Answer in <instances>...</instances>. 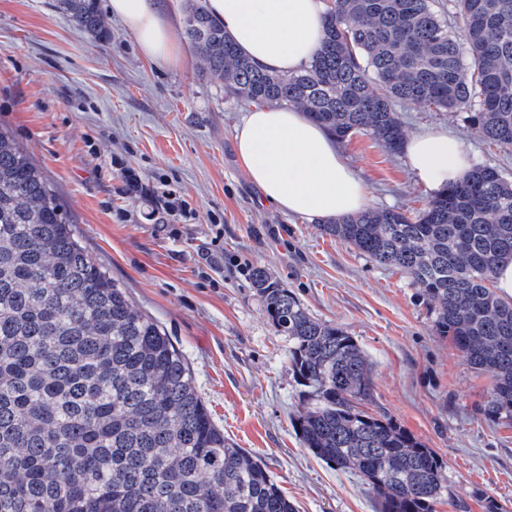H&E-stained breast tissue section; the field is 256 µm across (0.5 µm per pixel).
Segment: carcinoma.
Returning <instances> with one entry per match:
<instances>
[{"mask_svg":"<svg viewBox=\"0 0 512 512\" xmlns=\"http://www.w3.org/2000/svg\"><path fill=\"white\" fill-rule=\"evenodd\" d=\"M56 8L105 30L95 0ZM184 34L227 98L300 109L341 143L364 135L400 152L399 103L464 112L479 138L512 149V0H329L318 52L290 74L254 65L202 4L187 7ZM321 230L419 284L436 335L491 375L484 414L512 421V301L495 292L512 260V177L474 164L423 210L366 209ZM252 282L288 338L302 446L355 474L376 512H434L444 463L376 404L357 340L265 269ZM0 512H296L260 457L224 438L183 354L1 128Z\"/></svg>","mask_w":512,"mask_h":512,"instance_id":"obj_1","label":"carcinoma"}]
</instances>
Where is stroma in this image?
<instances>
[{
	"label": "stroma",
	"mask_w": 512,
	"mask_h": 512,
	"mask_svg": "<svg viewBox=\"0 0 512 512\" xmlns=\"http://www.w3.org/2000/svg\"><path fill=\"white\" fill-rule=\"evenodd\" d=\"M56 0H0V128L45 173L79 239L134 306L156 319L188 361L224 435L258 455L298 512H375L360 479L303 448L288 341L234 260L266 269L310 312L344 328L368 356L379 406L443 460L450 493L436 512H483L481 495L512 512V422L487 418L492 387L436 336L421 287L274 210L240 165L235 129L247 105L201 75L186 39L180 58H146L117 18L96 38L72 27ZM406 136L451 130L471 162L512 172V152L480 140L463 115L397 106ZM340 149L372 208L418 211L432 193L405 154L365 136ZM171 186L184 215L147 220L125 171ZM224 226V262L200 277L210 222Z\"/></svg>",
	"instance_id": "35a3bbf8"
}]
</instances>
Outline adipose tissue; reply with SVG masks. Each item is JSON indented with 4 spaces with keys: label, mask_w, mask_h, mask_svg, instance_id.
Listing matches in <instances>:
<instances>
[{
    "label": "adipose tissue",
    "mask_w": 512,
    "mask_h": 512,
    "mask_svg": "<svg viewBox=\"0 0 512 512\" xmlns=\"http://www.w3.org/2000/svg\"><path fill=\"white\" fill-rule=\"evenodd\" d=\"M239 52L262 68L293 73L316 54L325 0H206ZM107 11L133 32L153 61L178 57L175 25L164 0H108ZM238 157L265 201L277 210L325 222L366 208L365 187L334 137L296 109L276 105L243 117L235 135ZM419 180L438 189L469 169L462 143L448 130L426 131L405 145Z\"/></svg>",
    "instance_id": "1"
}]
</instances>
